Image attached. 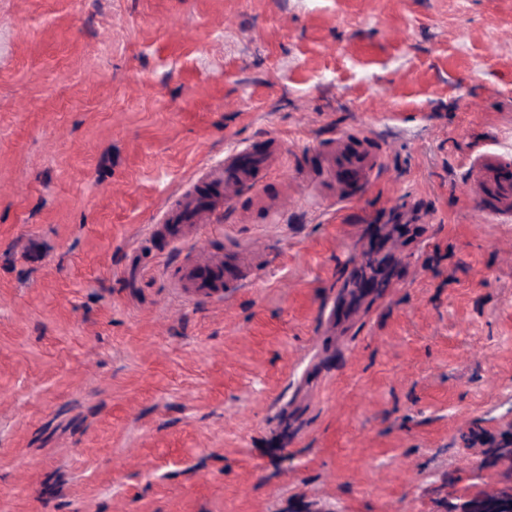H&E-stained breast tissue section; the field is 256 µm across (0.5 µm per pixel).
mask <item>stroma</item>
Returning a JSON list of instances; mask_svg holds the SVG:
<instances>
[{
	"label": "stroma",
	"instance_id": "35a3bbf8",
	"mask_svg": "<svg viewBox=\"0 0 512 512\" xmlns=\"http://www.w3.org/2000/svg\"><path fill=\"white\" fill-rule=\"evenodd\" d=\"M385 169L333 208L322 150ZM269 135V198L151 229ZM512 0H0V512H461L512 487ZM238 251L253 283L185 296ZM469 185L472 192L488 203L485 214L498 224L512 222V166L497 154L487 153L470 165Z\"/></svg>",
	"mask_w": 512,
	"mask_h": 512
}]
</instances>
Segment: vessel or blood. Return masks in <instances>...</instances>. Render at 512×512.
<instances>
[{
    "instance_id": "obj_1",
    "label": "vessel or blood",
    "mask_w": 512,
    "mask_h": 512,
    "mask_svg": "<svg viewBox=\"0 0 512 512\" xmlns=\"http://www.w3.org/2000/svg\"><path fill=\"white\" fill-rule=\"evenodd\" d=\"M280 156L276 139L233 148L222 162L203 168L191 188L162 209L172 240L184 238L187 224L212 223L222 208L234 205L243 191L265 192L264 177ZM384 168L380 151L370 148L366 137L346 134L327 156L326 175L333 189L327 200L343 203L365 192ZM469 185L485 201V213L498 224L512 222V162L492 153L478 156L470 165ZM249 285L246 264L240 257H200L189 261L182 272V290L196 294L219 292L226 284Z\"/></svg>"
}]
</instances>
